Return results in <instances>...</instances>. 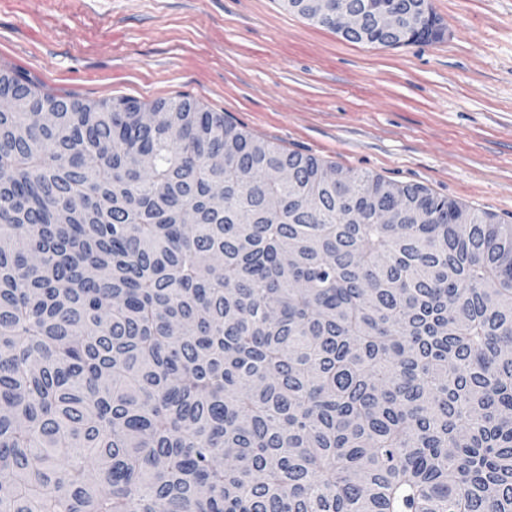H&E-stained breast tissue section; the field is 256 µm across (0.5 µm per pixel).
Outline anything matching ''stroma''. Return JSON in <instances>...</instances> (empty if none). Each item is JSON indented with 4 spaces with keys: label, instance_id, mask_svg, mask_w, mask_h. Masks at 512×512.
<instances>
[{
    "label": "stroma",
    "instance_id": "obj_1",
    "mask_svg": "<svg viewBox=\"0 0 512 512\" xmlns=\"http://www.w3.org/2000/svg\"><path fill=\"white\" fill-rule=\"evenodd\" d=\"M442 39L353 44L279 0H0V66L59 94L187 95L256 138L512 224V0H430Z\"/></svg>",
    "mask_w": 512,
    "mask_h": 512
}]
</instances>
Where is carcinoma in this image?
I'll list each match as a JSON object with an SVG mask.
<instances>
[{
	"label": "carcinoma",
	"mask_w": 512,
	"mask_h": 512,
	"mask_svg": "<svg viewBox=\"0 0 512 512\" xmlns=\"http://www.w3.org/2000/svg\"><path fill=\"white\" fill-rule=\"evenodd\" d=\"M409 2L345 39L441 38ZM0 98V512H512L511 226L188 96ZM414 22V14L402 13L394 8H389L373 18V25L379 30L397 34L405 30Z\"/></svg>",
	"instance_id": "1"
}]
</instances>
